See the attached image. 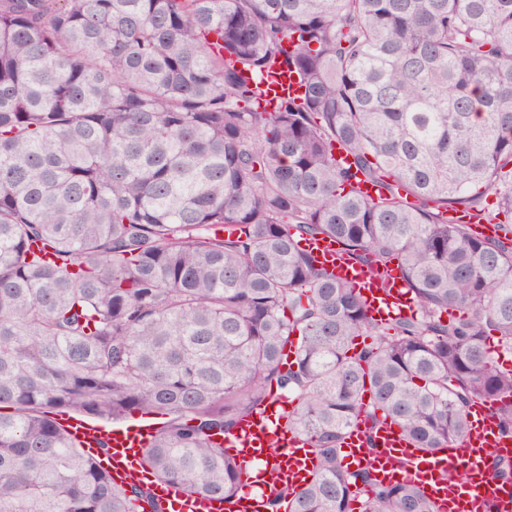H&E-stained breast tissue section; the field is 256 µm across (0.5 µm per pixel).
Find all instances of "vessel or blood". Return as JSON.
I'll list each match as a JSON object with an SVG mask.
<instances>
[{"label": "vessel or blood", "mask_w": 512, "mask_h": 512, "mask_svg": "<svg viewBox=\"0 0 512 512\" xmlns=\"http://www.w3.org/2000/svg\"><path fill=\"white\" fill-rule=\"evenodd\" d=\"M310 251L337 279L358 288L375 321L411 313L413 302L404 288L399 271L391 273V288L382 291L366 266L350 261L334 241L319 238L305 242ZM470 429L465 441L452 445L437 455L413 448L399 428L391 423L377 430L379 450L375 458H367L361 448L364 421H357L345 445V462L350 468L373 464L380 479L407 480L434 500L439 512H512V484L493 477V459L512 455V438L504 437L497 417L487 402H476L469 415ZM66 432L83 448L97 447L108 441L111 455L101 466L115 482L144 480L143 453L149 443L152 425L137 421L125 425L106 426L81 416L62 420ZM281 453L271 456V444ZM227 452L247 467L272 461L282 483L303 485L313 468L312 458L303 439L292 437L280 428L274 411L265 409L247 417L238 430L225 436ZM158 497L172 502L175 512H223L221 501L202 496H184L175 488L159 484Z\"/></svg>", "instance_id": "b4317fda"}]
</instances>
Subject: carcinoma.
<instances>
[{
    "label": "carcinoma",
    "mask_w": 512,
    "mask_h": 512,
    "mask_svg": "<svg viewBox=\"0 0 512 512\" xmlns=\"http://www.w3.org/2000/svg\"><path fill=\"white\" fill-rule=\"evenodd\" d=\"M489 193L512 220V0H0V512L231 504L220 440L276 396L314 467L267 512H439L344 447L364 415L368 455L385 420L435 453L477 401L512 436V240L448 217ZM315 238L415 312L373 321ZM67 413L153 416L154 483ZM155 492L160 499L172 502L175 512H222L224 510V503L221 501L202 496L186 497L180 491L165 484H156Z\"/></svg>",
    "instance_id": "1"
}]
</instances>
